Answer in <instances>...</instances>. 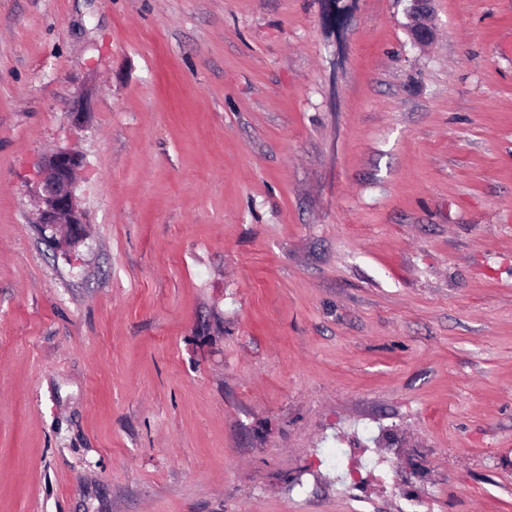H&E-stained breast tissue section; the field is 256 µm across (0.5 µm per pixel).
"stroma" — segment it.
<instances>
[{"label":"stroma","instance_id":"1","mask_svg":"<svg viewBox=\"0 0 512 512\" xmlns=\"http://www.w3.org/2000/svg\"><path fill=\"white\" fill-rule=\"evenodd\" d=\"M408 6L0 0V512H512V0ZM408 2V14L413 22L410 27V34L415 42H426L431 36L429 20L432 0H408ZM82 166V155L71 148H58L38 163V223L64 250L74 249L85 237L86 221L75 195L76 176ZM60 224H66L63 233L58 232Z\"/></svg>","mask_w":512,"mask_h":512}]
</instances>
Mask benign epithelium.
Masks as SVG:
<instances>
[{"instance_id": "1", "label": "benign epithelium", "mask_w": 512, "mask_h": 512, "mask_svg": "<svg viewBox=\"0 0 512 512\" xmlns=\"http://www.w3.org/2000/svg\"><path fill=\"white\" fill-rule=\"evenodd\" d=\"M412 20L410 34L417 43L431 36L429 20L432 0H408ZM83 157L70 148H58L42 156L38 163V206L41 230L51 233L58 247L71 250L85 237V217L76 201V176Z\"/></svg>"}]
</instances>
